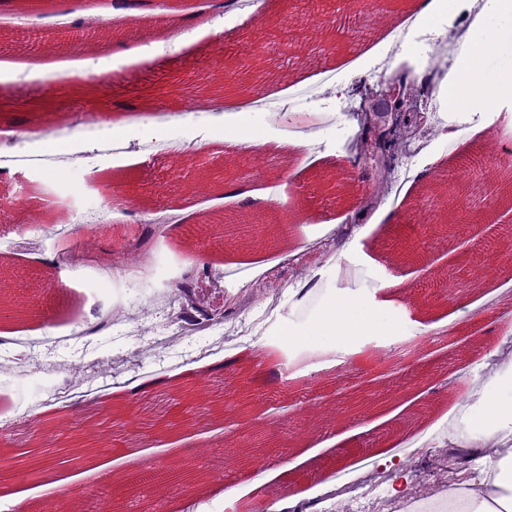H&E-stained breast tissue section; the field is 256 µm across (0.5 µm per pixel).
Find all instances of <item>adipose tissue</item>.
Wrapping results in <instances>:
<instances>
[{
    "instance_id": "ef3b65f1",
    "label": "adipose tissue",
    "mask_w": 512,
    "mask_h": 512,
    "mask_svg": "<svg viewBox=\"0 0 512 512\" xmlns=\"http://www.w3.org/2000/svg\"><path fill=\"white\" fill-rule=\"evenodd\" d=\"M472 43V52L462 62L460 79L451 95L486 111L503 87L487 78L477 65L487 46L485 28L474 31ZM386 326L379 315H366L362 304L339 299L320 318L315 330L353 342L364 333ZM469 430L475 438L496 437L498 448L479 456L473 474L449 491L446 502L437 505L421 500L416 502L414 512H512V360L493 375Z\"/></svg>"
}]
</instances>
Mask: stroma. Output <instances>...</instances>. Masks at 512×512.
<instances>
[{
  "label": "stroma",
  "mask_w": 512,
  "mask_h": 512,
  "mask_svg": "<svg viewBox=\"0 0 512 512\" xmlns=\"http://www.w3.org/2000/svg\"><path fill=\"white\" fill-rule=\"evenodd\" d=\"M112 3L84 0L76 17L53 0H0V266L14 308L0 310V362L22 367L0 371V455L30 452L62 420L63 442L96 424L111 444L91 452L94 476L64 464L54 478L121 512H144L150 494L107 475L182 459L207 486L176 488L171 512L249 508L276 490L318 502L381 451L396 456L401 495L421 492L423 448L470 442L479 376L512 340V267L498 264L512 130L448 100L489 0L429 16L418 0H382L385 26L341 0H152L132 19ZM102 17L118 48L72 53L61 31ZM172 22L191 39L162 58L140 35ZM442 49L455 64L437 72ZM90 71L107 77L99 90L84 85ZM205 85L207 110L189 111ZM399 91L407 105L388 130L352 121L366 96ZM246 124L267 145L219 143ZM143 125L169 136L137 135ZM482 205L495 223L435 226L442 208ZM228 217L239 231L223 233ZM184 292L216 323L170 343ZM325 293L388 329L342 350L311 338L304 313ZM118 305L134 321L114 322ZM262 428L294 457L288 471L261 454L241 462Z\"/></svg>",
  "instance_id": "obj_1"
}]
</instances>
